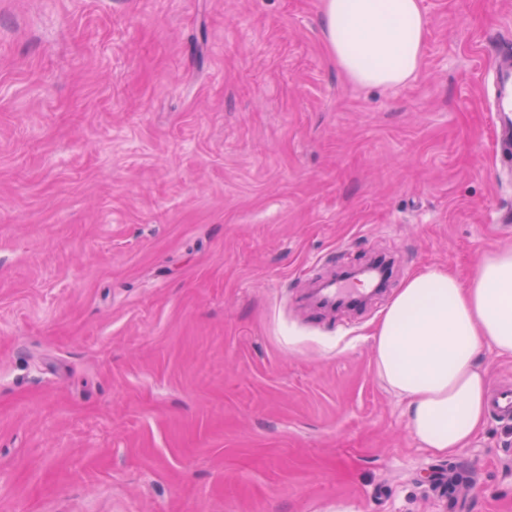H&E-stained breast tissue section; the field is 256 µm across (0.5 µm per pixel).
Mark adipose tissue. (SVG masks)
<instances>
[{
    "label": "adipose tissue",
    "mask_w": 512,
    "mask_h": 512,
    "mask_svg": "<svg viewBox=\"0 0 512 512\" xmlns=\"http://www.w3.org/2000/svg\"><path fill=\"white\" fill-rule=\"evenodd\" d=\"M336 67L361 87H397L419 73L427 17L421 0H322ZM379 377L406 402L407 426L438 456L469 447L487 418L484 348L512 356V249L479 262L468 280L421 271L394 295L372 333Z\"/></svg>",
    "instance_id": "obj_1"
}]
</instances>
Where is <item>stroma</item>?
<instances>
[{
  "label": "stroma",
  "instance_id": "stroma-1",
  "mask_svg": "<svg viewBox=\"0 0 512 512\" xmlns=\"http://www.w3.org/2000/svg\"><path fill=\"white\" fill-rule=\"evenodd\" d=\"M416 79L361 88L321 0H0V512H512V420L421 448L369 335L424 268L512 247L493 43L421 0ZM375 256L388 288L314 313Z\"/></svg>",
  "mask_w": 512,
  "mask_h": 512
}]
</instances>
